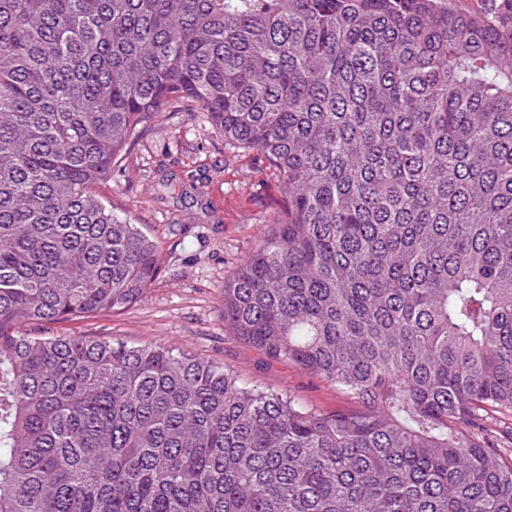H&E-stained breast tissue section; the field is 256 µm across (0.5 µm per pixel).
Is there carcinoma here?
<instances>
[{"mask_svg":"<svg viewBox=\"0 0 512 512\" xmlns=\"http://www.w3.org/2000/svg\"><path fill=\"white\" fill-rule=\"evenodd\" d=\"M0 0V512H512V0ZM191 102L286 193L224 324L355 405L158 343L93 190Z\"/></svg>","mask_w":512,"mask_h":512,"instance_id":"1","label":"carcinoma"}]
</instances>
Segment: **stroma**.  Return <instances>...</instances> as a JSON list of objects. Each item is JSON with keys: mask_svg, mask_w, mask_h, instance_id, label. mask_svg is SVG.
<instances>
[{"mask_svg": "<svg viewBox=\"0 0 512 512\" xmlns=\"http://www.w3.org/2000/svg\"><path fill=\"white\" fill-rule=\"evenodd\" d=\"M95 190L118 214L146 225L160 271L144 298L101 318L43 325L48 335L119 338L188 350L223 365L251 389L275 390L320 412L351 400L294 364L272 361L224 324V283L268 232L285 197L259 151L225 141L203 113L183 107L140 125L133 145Z\"/></svg>", "mask_w": 512, "mask_h": 512, "instance_id": "stroma-1", "label": "stroma"}]
</instances>
